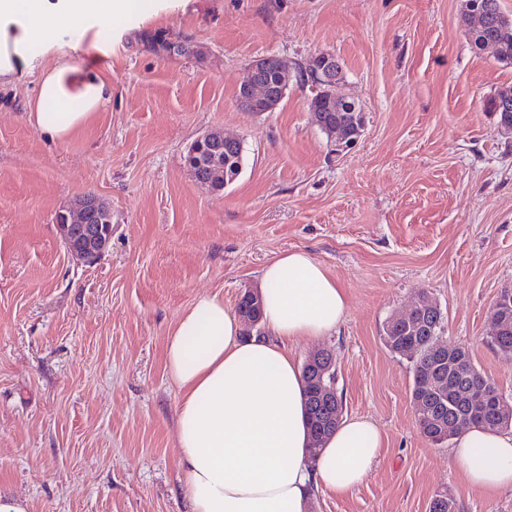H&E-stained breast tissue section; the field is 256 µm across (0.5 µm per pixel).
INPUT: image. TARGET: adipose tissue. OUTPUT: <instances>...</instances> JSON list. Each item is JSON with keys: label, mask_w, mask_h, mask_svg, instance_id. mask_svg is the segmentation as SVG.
I'll use <instances>...</instances> for the list:
<instances>
[{"label": "adipose tissue", "mask_w": 512, "mask_h": 512, "mask_svg": "<svg viewBox=\"0 0 512 512\" xmlns=\"http://www.w3.org/2000/svg\"><path fill=\"white\" fill-rule=\"evenodd\" d=\"M154 0H0V80L24 77L32 46L99 49L113 19L148 12ZM112 99L103 72L64 62L45 71L30 118L65 141ZM262 334L243 338L237 313L201 294L166 344L178 386L176 439L192 512H309L317 492L342 495L371 471L383 442L365 418L342 419L311 452L303 373L286 341L335 332L347 307L341 288L308 252L280 254L261 272ZM467 481L512 489V431L469 426L448 450Z\"/></svg>", "instance_id": "1"}]
</instances>
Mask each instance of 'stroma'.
Here are the masks:
<instances>
[{
	"mask_svg": "<svg viewBox=\"0 0 512 512\" xmlns=\"http://www.w3.org/2000/svg\"><path fill=\"white\" fill-rule=\"evenodd\" d=\"M462 0H159L114 20L101 50L34 51L24 81L0 85V494L30 512H191L180 480V392L167 337L201 294L236 307L260 272L303 249L345 289L334 335L287 343L297 363L336 356L342 414L384 439L369 476L310 512H512V490L472 488L448 447L421 433L407 358L387 320L428 295L449 344L512 398V360L492 346L490 309L512 289V132L487 101L512 64L474 51ZM165 42L187 45L166 53ZM336 55L340 94L361 107L356 146L332 150L293 78L271 112H244L251 64L298 68ZM91 65L112 100L63 142L30 120L42 72ZM239 138L238 178L202 188L186 157L201 135ZM95 195L112 243L94 263L66 251L55 214Z\"/></svg>",
	"mask_w": 512,
	"mask_h": 512,
	"instance_id": "1",
	"label": "stroma"
}]
</instances>
